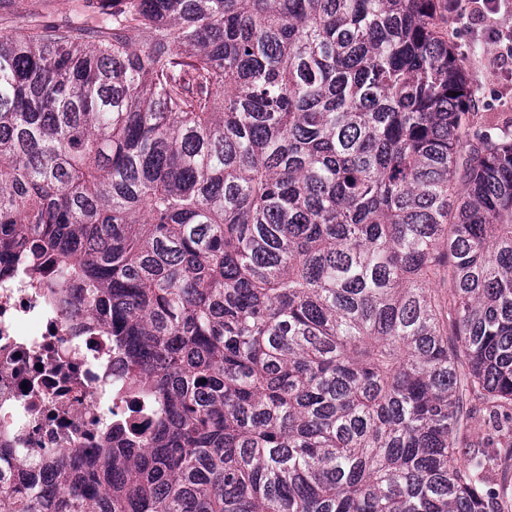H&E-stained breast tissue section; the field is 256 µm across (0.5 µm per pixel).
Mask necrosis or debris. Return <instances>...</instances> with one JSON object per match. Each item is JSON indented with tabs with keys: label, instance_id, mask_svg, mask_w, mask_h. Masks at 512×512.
Here are the masks:
<instances>
[{
	"label": "necrosis or debris",
	"instance_id": "obj_1",
	"mask_svg": "<svg viewBox=\"0 0 512 512\" xmlns=\"http://www.w3.org/2000/svg\"><path fill=\"white\" fill-rule=\"evenodd\" d=\"M155 404L123 349L51 262L0 273V448L56 480L61 458L102 459Z\"/></svg>",
	"mask_w": 512,
	"mask_h": 512
}]
</instances>
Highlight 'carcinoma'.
Listing matches in <instances>:
<instances>
[{"mask_svg":"<svg viewBox=\"0 0 512 512\" xmlns=\"http://www.w3.org/2000/svg\"><path fill=\"white\" fill-rule=\"evenodd\" d=\"M0 36V270L48 259L160 421L0 512H512V131L434 0H99ZM457 96H452V93Z\"/></svg>","mask_w":512,"mask_h":512,"instance_id":"1","label":"carcinoma"}]
</instances>
